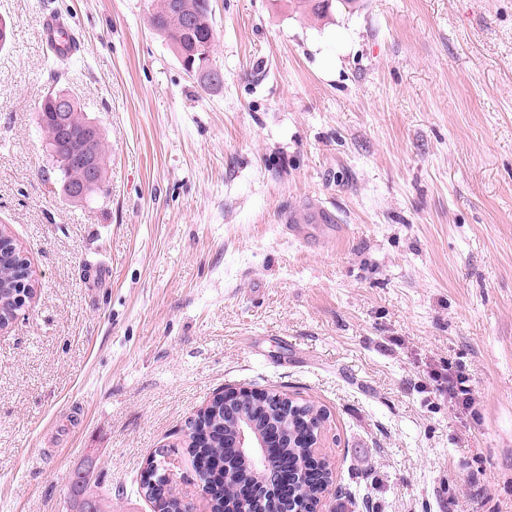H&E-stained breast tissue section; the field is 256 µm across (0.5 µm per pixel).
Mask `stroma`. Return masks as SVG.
I'll list each match as a JSON object with an SVG mask.
<instances>
[{
  "label": "stroma",
  "instance_id": "1",
  "mask_svg": "<svg viewBox=\"0 0 512 512\" xmlns=\"http://www.w3.org/2000/svg\"><path fill=\"white\" fill-rule=\"evenodd\" d=\"M211 8L206 89L147 0H0V226L35 288L0 334V512H72L80 472L152 512L147 459L196 486L187 422L227 386L329 411L335 512H512V0ZM49 13L109 146L76 204L35 122ZM448 399L456 406L470 409L473 405V386L467 385V381L456 375L452 366L448 363Z\"/></svg>",
  "mask_w": 512,
  "mask_h": 512
}]
</instances>
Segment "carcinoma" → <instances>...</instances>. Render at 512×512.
<instances>
[{
  "mask_svg": "<svg viewBox=\"0 0 512 512\" xmlns=\"http://www.w3.org/2000/svg\"><path fill=\"white\" fill-rule=\"evenodd\" d=\"M180 9L174 11L170 8V0H150L148 7L149 21L152 28L166 41L177 56H182L184 51H195V66L208 67L214 70V77H207L203 80V87L218 86L223 82V73L211 58L213 44V26L210 0H177ZM330 0H295L294 8L317 18L324 16L328 9ZM68 33L60 32V37L49 42L50 57V78L54 83H59L65 70L71 62V54L65 37ZM66 98L70 102V120L73 127L80 130L90 121L87 113L82 111L81 104L68 90L58 88L53 90L37 109L36 120L39 129L45 136L46 147L53 160V173L56 175V182L63 185L67 182H75L82 177V169L75 163L67 166L62 165L58 155L64 154L75 157L83 151V141L77 137L66 144H61L56 137V128L52 117L54 112L53 104L56 98ZM97 147L99 152V167L96 185L88 193L80 198L72 199V202L79 203L88 201L97 195H104L107 192V169L106 156L108 147L105 143L103 132H97ZM15 278V271L9 267L0 268V314L5 319L14 316L15 296L17 289L10 287ZM296 410L294 417L286 425L285 431L291 437V445L277 449V458L280 464L288 468H309L317 467L314 459V451L311 448L303 447L306 438L310 435V428L298 422V419H313L318 423L325 422V418L317 413L320 406L309 400H295ZM205 427H213V432L203 446L189 448L187 452L193 458L210 460L212 458L224 461L228 467L229 476L226 481H215L213 484H206V478L199 477L201 483L205 484L207 490L215 501V508H220L224 496L237 494L242 481L234 479V476L244 474L247 471L244 463L240 460L237 449L229 443L232 434L233 424L222 419L220 413H213L204 420ZM165 451H156L153 458L152 468L149 469L150 476L146 481L141 482L145 490V497L152 504L154 512H174L178 508L171 488L163 478ZM156 485H150V481ZM70 495L74 501V512H107L105 499L88 492L87 485L77 481L70 486Z\"/></svg>",
  "mask_w": 512,
  "mask_h": 512,
  "instance_id": "cac0c4a2",
  "label": "carcinoma"
}]
</instances>
